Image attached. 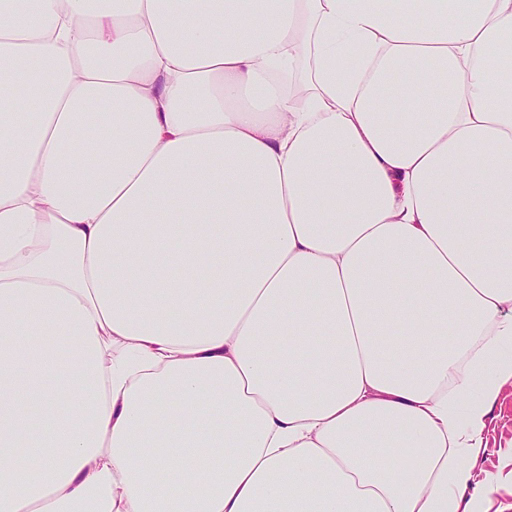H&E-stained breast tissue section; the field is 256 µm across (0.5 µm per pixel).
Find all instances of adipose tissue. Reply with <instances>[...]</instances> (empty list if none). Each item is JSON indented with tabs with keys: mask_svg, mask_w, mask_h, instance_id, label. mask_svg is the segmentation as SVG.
Masks as SVG:
<instances>
[{
	"mask_svg": "<svg viewBox=\"0 0 512 512\" xmlns=\"http://www.w3.org/2000/svg\"><path fill=\"white\" fill-rule=\"evenodd\" d=\"M505 52L512 0H0V512H469Z\"/></svg>",
	"mask_w": 512,
	"mask_h": 512,
	"instance_id": "ef3b65f1",
	"label": "adipose tissue"
}]
</instances>
